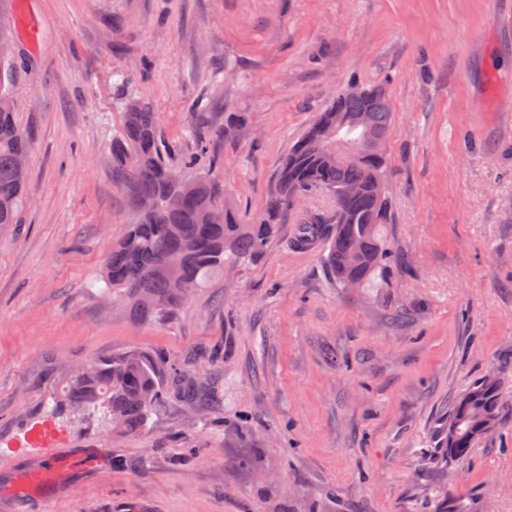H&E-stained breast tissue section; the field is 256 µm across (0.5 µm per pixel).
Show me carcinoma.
<instances>
[{
	"instance_id": "obj_1",
	"label": "carcinoma",
	"mask_w": 512,
	"mask_h": 512,
	"mask_svg": "<svg viewBox=\"0 0 512 512\" xmlns=\"http://www.w3.org/2000/svg\"><path fill=\"white\" fill-rule=\"evenodd\" d=\"M14 58L0 57V225L18 223L27 199V169L18 160L29 154L30 136L15 119L12 93ZM127 78L118 74L115 105L125 120L112 136V161L120 186L138 212L120 242L110 249L100 281L105 291L131 303L143 320H165L197 288L205 287L224 265L265 251L278 236L282 216L297 211L291 244L302 249L325 244V260L345 288L383 278L392 249L385 190L387 158L367 148L351 126L366 114L372 130L387 135L389 100L375 90L344 91L323 112L284 158L262 214L247 219L230 204L224 179L212 174L170 180L173 165L159 142L156 112L128 97ZM358 142L355 154L336 160V140ZM353 186L346 195L344 188ZM329 192L328 211L301 209L306 193ZM165 362L138 350L94 360L74 370L54 396L52 410L94 409L127 434L137 433L162 406ZM506 404L491 376L472 381L434 433L435 460L449 465L465 459L482 439L505 426Z\"/></svg>"
}]
</instances>
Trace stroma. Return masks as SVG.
Masks as SVG:
<instances>
[{
    "mask_svg": "<svg viewBox=\"0 0 512 512\" xmlns=\"http://www.w3.org/2000/svg\"><path fill=\"white\" fill-rule=\"evenodd\" d=\"M7 20L32 148L0 225V512H512L511 414L457 464L430 441L472 380L512 366V0H9ZM119 71L170 163L221 173L251 217L317 112L382 88L385 283L337 287L289 215L168 320L100 293L136 221L109 150ZM229 112L246 125L225 130ZM129 349L207 403L166 381L134 436L47 411L69 368Z\"/></svg>",
    "mask_w": 512,
    "mask_h": 512,
    "instance_id": "35a3bbf8",
    "label": "stroma"
}]
</instances>
